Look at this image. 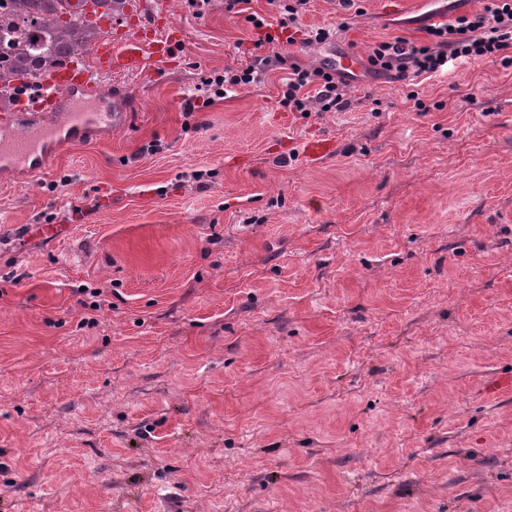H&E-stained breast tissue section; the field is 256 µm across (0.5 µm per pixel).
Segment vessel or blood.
I'll use <instances>...</instances> for the list:
<instances>
[{"mask_svg":"<svg viewBox=\"0 0 512 512\" xmlns=\"http://www.w3.org/2000/svg\"><path fill=\"white\" fill-rule=\"evenodd\" d=\"M82 10L85 21L104 32L93 49L91 62L72 63L43 74L32 93L18 97L13 111L0 113L1 160L14 163L31 159L41 169L47 165L55 145L58 125L69 126L74 132L90 123L111 128L115 116L108 109L64 113L60 110L61 97L74 91L96 97L98 76L140 72L150 58L169 57L182 44L178 29L173 27L165 36H157L165 16L157 12L154 0H130L125 24L117 32L94 0H86ZM335 150L332 138L318 136L306 141L303 156L315 165Z\"/></svg>","mask_w":512,"mask_h":512,"instance_id":"vessel-or-blood-1","label":"vessel or blood"}]
</instances>
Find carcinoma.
Masks as SVG:
<instances>
[{
  "instance_id": "carcinoma-1",
  "label": "carcinoma",
  "mask_w": 512,
  "mask_h": 512,
  "mask_svg": "<svg viewBox=\"0 0 512 512\" xmlns=\"http://www.w3.org/2000/svg\"><path fill=\"white\" fill-rule=\"evenodd\" d=\"M0 6V105L16 79L88 55L101 38L71 0H10Z\"/></svg>"
}]
</instances>
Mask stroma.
<instances>
[{
	"label": "stroma",
	"mask_w": 512,
	"mask_h": 512,
	"mask_svg": "<svg viewBox=\"0 0 512 512\" xmlns=\"http://www.w3.org/2000/svg\"><path fill=\"white\" fill-rule=\"evenodd\" d=\"M161 2L178 54L100 80L124 125L0 169V512H512V63L363 65L331 112L277 70L199 90L485 0H309L329 40L259 48L224 0ZM290 58L288 52H276L273 56L260 59L257 64H249L240 70L224 71V76L210 78L207 85L214 96L223 98L234 87L260 82L267 71L280 70L287 75L284 78L287 80V90L281 100L284 107H291L297 112H330L344 107L345 88L348 86L345 76L324 67L302 68L296 62H289ZM261 64L264 69L257 66ZM312 85L319 86L314 97L304 93V89ZM336 150L335 141L329 137H313L306 141L303 156L310 165H316L331 156Z\"/></svg>",
	"instance_id": "obj_1"
}]
</instances>
